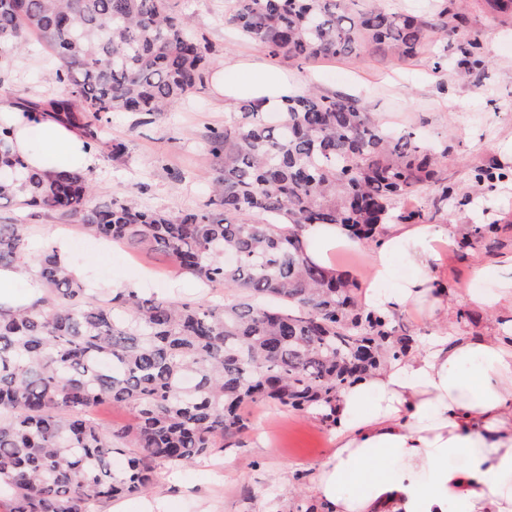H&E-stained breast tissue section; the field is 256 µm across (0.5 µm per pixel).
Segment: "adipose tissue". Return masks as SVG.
Returning <instances> with one entry per match:
<instances>
[{
    "label": "adipose tissue",
    "mask_w": 512,
    "mask_h": 512,
    "mask_svg": "<svg viewBox=\"0 0 512 512\" xmlns=\"http://www.w3.org/2000/svg\"><path fill=\"white\" fill-rule=\"evenodd\" d=\"M209 83L224 104L244 95L276 108L285 89L277 73L258 70L243 82ZM0 126L31 169L86 174L100 164L95 147L72 129L0 96ZM309 255L325 262L332 250L356 248L340 227L307 226ZM453 226L388 224L369 262L366 307L417 310L438 329L417 336L407 353L343 388L329 408L334 422L330 460L313 478L317 512H512V255L502 259L498 291L475 305L501 313L490 332L443 330L448 293L437 275ZM403 248L410 275L389 287L391 258Z\"/></svg>",
    "instance_id": "ef3b65f1"
}]
</instances>
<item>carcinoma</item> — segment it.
I'll use <instances>...</instances> for the list:
<instances>
[{"instance_id": "obj_1", "label": "carcinoma", "mask_w": 512, "mask_h": 512, "mask_svg": "<svg viewBox=\"0 0 512 512\" xmlns=\"http://www.w3.org/2000/svg\"><path fill=\"white\" fill-rule=\"evenodd\" d=\"M167 0H0V54L34 35L57 60L64 93L33 112L117 155L101 135L112 112L159 115L205 88L216 65ZM224 25L272 58L383 51L416 57L454 37L467 73L488 66L459 0L427 16L387 0H227ZM245 98L208 136L219 169L202 207L171 214L133 198L96 196L82 175L46 178L0 127V204L40 208L108 241L153 252L232 299L178 302L135 288L89 294L56 251L35 250L27 225L0 223V268L26 267L43 286L28 306L0 302V497L9 512H94L139 494L155 465L177 467L227 449L246 406L273 402L332 427L327 406L347 385L404 353L414 337L395 315L358 303V285L313 261L300 229L339 224L376 240L395 204L438 183L451 150L386 130L358 99L307 89L276 117ZM128 408L105 426L95 410ZM123 458L121 469L114 467Z\"/></svg>"}]
</instances>
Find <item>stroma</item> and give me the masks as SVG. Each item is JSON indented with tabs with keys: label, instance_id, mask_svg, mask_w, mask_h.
Instances as JSON below:
<instances>
[{
	"label": "stroma",
	"instance_id": "obj_1",
	"mask_svg": "<svg viewBox=\"0 0 512 512\" xmlns=\"http://www.w3.org/2000/svg\"><path fill=\"white\" fill-rule=\"evenodd\" d=\"M168 5L187 17L219 60L259 64L278 72L292 89L311 82L325 94L359 99L381 124L424 134L438 147L451 145L452 155L439 176L442 183L469 189V203L442 199L431 184L404 206L424 210L433 223L457 225L462 235L474 224L496 225L493 246L455 245L440 270L441 278L456 287L448 305L457 314L458 330L495 328V313L477 308L470 298L495 292L494 269L512 253V13L498 15L484 0H467L468 26L479 35L489 66L480 76L458 82L451 73L464 55L455 41L448 44V67L441 71L427 50L406 62L367 54L303 63L271 58L224 26V0H168ZM50 66V52L29 40L25 52L0 58V69L9 78L0 92L17 100L61 94V86L43 78ZM227 118L208 87L161 115L112 113L105 137L121 141L126 150L119 157L101 150L102 163L89 179L105 197H132L169 213L199 208L215 177L207 136ZM497 164L504 178L476 185V168ZM17 215L28 224L34 246H50L58 233L67 237L69 258L84 267L87 287L142 288L186 302L228 294L158 255L103 242L48 212L0 206V223ZM477 265L487 273L476 279L472 270ZM247 416L252 428L240 446L213 451L180 468L158 467L146 493L98 504V512H145L148 503L162 504V512H296L308 498L310 476L331 456L332 430L310 415L268 403L250 406Z\"/></svg>",
	"mask_w": 512,
	"mask_h": 512
}]
</instances>
